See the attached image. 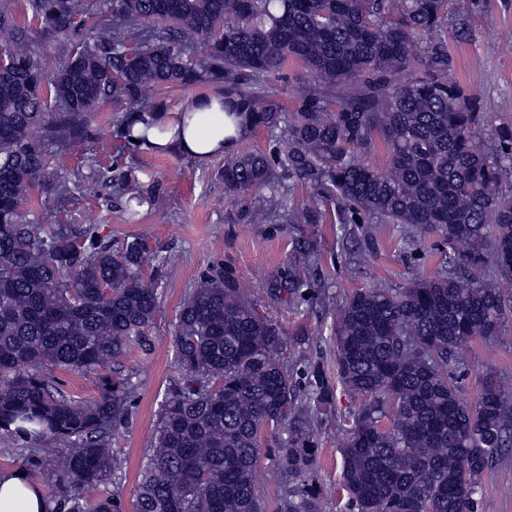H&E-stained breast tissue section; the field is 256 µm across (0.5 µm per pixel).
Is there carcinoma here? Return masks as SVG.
Returning <instances> with one entry per match:
<instances>
[{
  "label": "carcinoma",
  "instance_id": "cac0c4a2",
  "mask_svg": "<svg viewBox=\"0 0 512 512\" xmlns=\"http://www.w3.org/2000/svg\"><path fill=\"white\" fill-rule=\"evenodd\" d=\"M25 11L79 42L51 71L0 10V430L62 445L49 464L58 512H122L112 438L137 388L123 359L150 346L159 298L139 238L116 246L93 224L27 218L34 195L65 212L84 182L60 175L33 131L70 146L107 102L150 115L159 102L147 88L199 84L240 128L287 125L272 149L231 156L220 172L252 220L323 224L334 211L341 224H400L409 242L432 233L448 246L433 274L358 289L336 310L337 376L362 399L342 490L354 512H477L485 471L512 447V398L489 382L472 407L453 375L462 349L496 339L512 313V123L494 124L490 98L448 80V0H25ZM290 61L320 89L289 111L279 78ZM116 137L123 149L143 143L126 118ZM380 146L377 167L365 157ZM115 181L127 202L163 206L134 172ZM296 186L309 195L289 207ZM310 287L308 264L293 265L288 293ZM288 344L245 283L199 277L174 324L182 377L133 512H266L264 459L276 512H321L314 422L333 390L312 364L309 401L296 402ZM48 369L99 374L98 397L65 394ZM269 430L286 437L271 444Z\"/></svg>",
  "mask_w": 512,
  "mask_h": 512
}]
</instances>
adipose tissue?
Here are the masks:
<instances>
[{"mask_svg":"<svg viewBox=\"0 0 512 512\" xmlns=\"http://www.w3.org/2000/svg\"><path fill=\"white\" fill-rule=\"evenodd\" d=\"M133 130L145 137L146 149L176 151L200 161L235 148L224 139V115L215 99L201 110L192 102L175 112L159 109L148 120H136ZM55 507L51 494L29 476L0 471V512H54Z\"/></svg>","mask_w":512,"mask_h":512,"instance_id":"adipose-tissue-1","label":"adipose tissue"}]
</instances>
